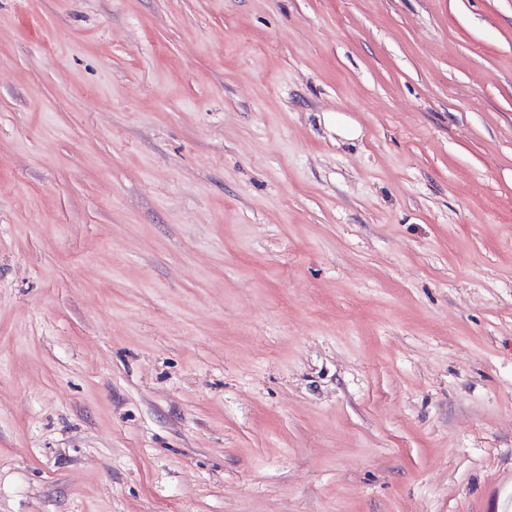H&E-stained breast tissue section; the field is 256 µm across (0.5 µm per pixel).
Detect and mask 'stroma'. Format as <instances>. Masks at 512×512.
Instances as JSON below:
<instances>
[{
  "instance_id": "stroma-1",
  "label": "stroma",
  "mask_w": 512,
  "mask_h": 512,
  "mask_svg": "<svg viewBox=\"0 0 512 512\" xmlns=\"http://www.w3.org/2000/svg\"><path fill=\"white\" fill-rule=\"evenodd\" d=\"M0 512H512V0H0Z\"/></svg>"
}]
</instances>
